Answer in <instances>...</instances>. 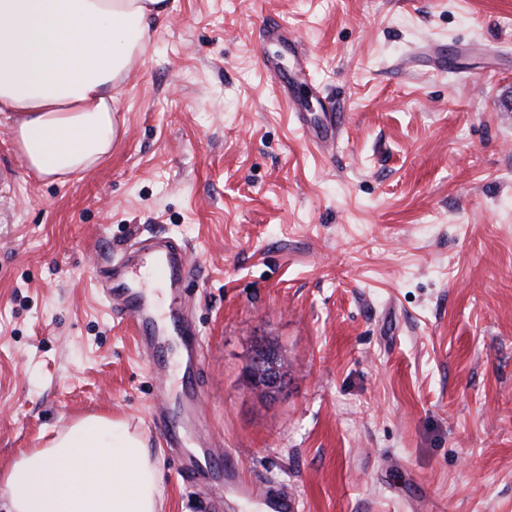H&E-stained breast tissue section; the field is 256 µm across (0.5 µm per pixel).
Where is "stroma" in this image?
Here are the masks:
<instances>
[{"mask_svg": "<svg viewBox=\"0 0 512 512\" xmlns=\"http://www.w3.org/2000/svg\"><path fill=\"white\" fill-rule=\"evenodd\" d=\"M122 86L123 134L67 181L0 164V469L76 420L140 433L163 512H255L184 480L164 388L102 299L135 239L185 243L195 385L216 447L300 512H512V0H170ZM304 48L312 147L262 66ZM438 44L450 67L414 62ZM275 347L286 386L246 368ZM342 122L335 113H329L326 122L313 128L307 127L309 142L321 150L333 149L341 136ZM155 427L163 436L168 448H177L179 445L178 426L172 421L166 405L157 408L153 413Z\"/></svg>", "mask_w": 512, "mask_h": 512, "instance_id": "1", "label": "stroma"}]
</instances>
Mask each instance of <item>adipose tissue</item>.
<instances>
[{
    "label": "adipose tissue",
    "mask_w": 512,
    "mask_h": 512,
    "mask_svg": "<svg viewBox=\"0 0 512 512\" xmlns=\"http://www.w3.org/2000/svg\"><path fill=\"white\" fill-rule=\"evenodd\" d=\"M168 0H0V119L27 169L91 168L120 137L117 88ZM5 512H159L142 438L105 416L75 422L0 472Z\"/></svg>",
    "instance_id": "1"
}]
</instances>
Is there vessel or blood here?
<instances>
[{
    "label": "vessel or blood",
    "mask_w": 512,
    "mask_h": 512,
    "mask_svg": "<svg viewBox=\"0 0 512 512\" xmlns=\"http://www.w3.org/2000/svg\"><path fill=\"white\" fill-rule=\"evenodd\" d=\"M341 126L335 116H328L325 123L309 129L307 138L318 149H332L341 136ZM192 264L189 248L168 239L141 242L122 265H115L108 258L101 264L99 278L105 283L102 296L113 318L131 326L147 354L149 368L160 375L166 372L167 356L174 343L186 351L183 359L186 370L196 369L200 364L199 331L195 324L182 319L176 309L181 299L180 288ZM153 421L166 446L178 447L179 430L168 408H157ZM216 457L219 454L213 448L186 457L183 471L193 475L211 469ZM223 459L224 486L228 491L244 500H259L268 512H297L295 498L271 485L255 489L241 478L235 457L228 455Z\"/></svg>",
    "instance_id": "vessel-or-blood-1"
}]
</instances>
